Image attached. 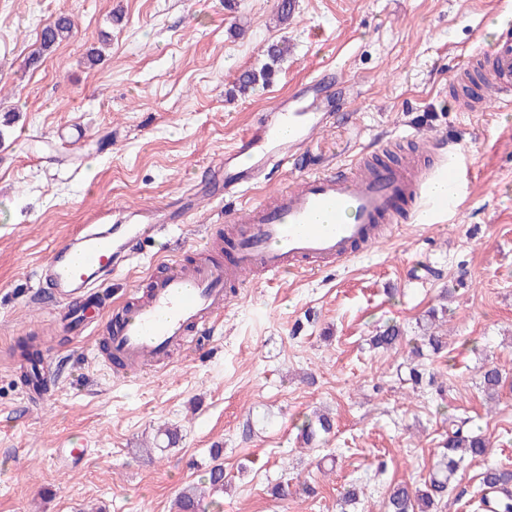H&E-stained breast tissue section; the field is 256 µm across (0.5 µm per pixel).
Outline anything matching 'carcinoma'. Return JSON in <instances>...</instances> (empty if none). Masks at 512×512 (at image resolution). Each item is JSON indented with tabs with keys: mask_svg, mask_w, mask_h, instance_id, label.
<instances>
[{
	"mask_svg": "<svg viewBox=\"0 0 512 512\" xmlns=\"http://www.w3.org/2000/svg\"><path fill=\"white\" fill-rule=\"evenodd\" d=\"M74 30L70 16L62 11L50 21L40 33L39 47L32 57L38 62L46 52L51 51L62 42L68 40ZM288 52L285 45L272 44L267 49L268 62L259 68L244 71L238 79V92L245 94L258 84H267L274 75L273 66ZM404 337V330L393 323L373 336V347L388 349L399 344ZM503 374L499 368L489 366L482 374L481 385L484 391L496 393L502 387ZM333 428L331 419L317 416L306 421L302 426V438L310 443ZM490 448L489 439L472 431L469 420L458 415L448 416V436L443 441V451L439 454L431 475L423 487L414 488L407 483L392 487L389 492L387 512H433L440 500L448 493V486L457 471L467 461L482 458ZM481 483L485 488L495 490L492 506L495 512H512V470L488 466L482 473ZM202 495L194 490L180 493L177 502L178 512H200Z\"/></svg>",
	"mask_w": 512,
	"mask_h": 512,
	"instance_id": "carcinoma-1",
	"label": "carcinoma"
}]
</instances>
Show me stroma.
Wrapping results in <instances>:
<instances>
[{
  "label": "stroma",
  "instance_id": "1",
  "mask_svg": "<svg viewBox=\"0 0 512 512\" xmlns=\"http://www.w3.org/2000/svg\"><path fill=\"white\" fill-rule=\"evenodd\" d=\"M277 3L0 0L10 46L0 57V512H175L180 491L203 485L215 447L224 491L203 512H385L390 486L428 478L452 413L492 446L460 469L438 512H480L485 464L512 468V108L460 112L448 94L452 67L490 50L512 0H295L282 25ZM62 10L72 37L29 64ZM277 42L289 51L272 83L238 93L239 74ZM93 49L103 55L94 65ZM324 68L343 79V105L299 172L345 169L390 147L404 158L412 134L431 171L460 159L455 209L395 225L345 266L229 296L203 350L117 377L94 327L76 329L37 297L39 261L80 228L118 223L120 207L178 206L263 112ZM67 126L81 142H60ZM296 173H273L247 201ZM224 227L223 197L202 198L160 253L194 260ZM150 262L132 260L99 293L114 306L133 300ZM391 323L402 343L372 348ZM427 324L448 346L414 355ZM31 335L52 358L41 405L12 355ZM489 365L506 375L492 399L480 385ZM319 411L333 429L304 444L301 425ZM161 427L177 430L176 445ZM74 446L85 459L62 466L56 449ZM278 483L287 496H273ZM352 486L361 493L344 504Z\"/></svg>",
  "mask_w": 512,
  "mask_h": 512
}]
</instances>
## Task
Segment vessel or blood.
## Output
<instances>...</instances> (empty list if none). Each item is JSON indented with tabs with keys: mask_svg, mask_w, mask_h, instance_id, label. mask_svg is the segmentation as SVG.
I'll use <instances>...</instances> for the list:
<instances>
[{
	"mask_svg": "<svg viewBox=\"0 0 512 512\" xmlns=\"http://www.w3.org/2000/svg\"><path fill=\"white\" fill-rule=\"evenodd\" d=\"M485 78L492 99L511 106L512 32L500 34ZM334 101L332 74L320 71L225 152L219 179L225 197L238 205L224 213L234 227L224 259L160 263L142 297L108 319L105 341L124 359L126 372L141 377L172 351L197 349L211 321L223 313L229 289L250 288L287 271L346 265L374 248L402 216L450 208V200L422 196L419 177L404 163L357 177L303 175L295 186L278 190L272 202L240 203L241 194L265 182L273 169L290 165L311 134L330 123ZM173 221L162 207L129 211L124 223L61 243L39 265L38 280L51 287L64 311H78L89 288L145 253ZM44 369L39 362L26 372L27 394L37 403L48 391Z\"/></svg>",
	"mask_w": 512,
	"mask_h": 512,
	"instance_id": "b4317fda",
	"label": "vessel or blood"
}]
</instances>
